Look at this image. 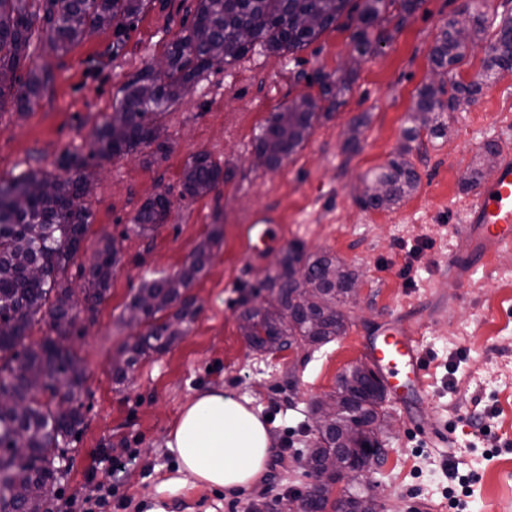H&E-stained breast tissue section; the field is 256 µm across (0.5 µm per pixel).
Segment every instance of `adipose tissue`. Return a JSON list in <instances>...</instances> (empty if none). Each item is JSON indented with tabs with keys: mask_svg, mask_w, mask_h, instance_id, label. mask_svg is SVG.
Returning a JSON list of instances; mask_svg holds the SVG:
<instances>
[{
	"mask_svg": "<svg viewBox=\"0 0 512 512\" xmlns=\"http://www.w3.org/2000/svg\"><path fill=\"white\" fill-rule=\"evenodd\" d=\"M270 425L261 410L221 391L198 395L186 405L169 434L181 471L220 489L250 487L262 475Z\"/></svg>",
	"mask_w": 512,
	"mask_h": 512,
	"instance_id": "obj_1",
	"label": "adipose tissue"
}]
</instances>
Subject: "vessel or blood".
Returning a JSON list of instances; mask_svg holds the SVG:
<instances>
[{"label": "vessel or blood", "mask_w": 512, "mask_h": 512, "mask_svg": "<svg viewBox=\"0 0 512 512\" xmlns=\"http://www.w3.org/2000/svg\"><path fill=\"white\" fill-rule=\"evenodd\" d=\"M279 233L276 219L261 217L245 230L249 252L258 254V240L274 238ZM462 237L466 256L455 264L456 273L461 277L467 275L473 265L489 261L502 249L512 246L511 156H504L491 177L479 187L466 212ZM371 352L385 367L402 369L412 375V393L417 402L428 399L427 367L408 322L398 319L390 324L382 337L373 341Z\"/></svg>", "instance_id": "vessel-or-blood-1"}]
</instances>
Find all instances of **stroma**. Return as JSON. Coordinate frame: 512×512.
Masks as SVG:
<instances>
[{
  "mask_svg": "<svg viewBox=\"0 0 512 512\" xmlns=\"http://www.w3.org/2000/svg\"><path fill=\"white\" fill-rule=\"evenodd\" d=\"M462 2L422 0L409 15L397 2L389 5L365 53L353 38L356 21L344 18L297 53L255 48L209 70L170 108L162 122L166 153L147 147L91 162L94 219L64 282L84 288L78 267L103 240L114 241L119 262L96 314L82 302L73 306L69 346L84 367L73 404L83 423L63 448L68 471L54 485L49 512H64L65 502L98 486L112 489V512H248L252 503L302 490L315 402L370 360L373 339L402 317L427 359L429 398L416 406L406 373L390 377L384 413L394 427L382 437L385 455L355 485L384 497L388 512H448L454 467L471 480L469 512H512V249L473 268L467 283L448 272L463 248L460 230L475 194L468 178L474 169L487 177L495 169L485 144L512 155V73L483 89L475 104L448 113L443 136L424 137L412 149L404 135L417 91L431 80L429 53L443 24L468 23ZM196 3L149 0L122 32L95 31L66 51L37 30L31 61L53 81L33 111L0 112V179L36 166L58 174L63 155L88 153L119 89L183 35ZM345 72L349 90L323 109L303 145L276 170L253 165L271 114L300 95L320 97L318 76ZM402 152L420 175L418 190L388 210L363 207L364 177ZM200 153L222 166L224 180L206 195L182 197L183 171ZM160 193L172 202L166 223L139 232L135 215ZM262 211L279 218L285 236L254 258L241 229ZM204 241L211 261L189 290L196 314L184 335L117 381L112 366L139 332L127 322V306L142 281L176 274ZM291 247L332 257L360 290L341 336L260 352L242 335L240 314L255 301L264 270ZM209 389L247 397L271 418L265 472L247 489L197 482L166 446L180 410ZM482 424L488 435H480ZM440 432L447 443L438 442ZM128 449L136 461L113 478L111 458Z\"/></svg>",
  "mask_w": 512,
  "mask_h": 512,
  "instance_id": "1",
  "label": "stroma"
}]
</instances>
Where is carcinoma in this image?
Masks as SVG:
<instances>
[{
  "label": "carcinoma",
  "mask_w": 512,
  "mask_h": 512,
  "mask_svg": "<svg viewBox=\"0 0 512 512\" xmlns=\"http://www.w3.org/2000/svg\"><path fill=\"white\" fill-rule=\"evenodd\" d=\"M351 0H198L187 33L172 42L166 52L167 69L161 75L151 67L139 71L120 88L115 112L96 128L91 151L66 156L67 175L38 169L0 182V512H48L46 502L57 479L60 445L67 444L81 423L76 409L52 408L57 396L71 399L84 379L80 359L69 349H59L47 339L37 346L25 343L36 325L52 319L65 330L72 327L73 291L60 274L74 263L92 212L87 204L91 180L89 161L122 157L144 147L155 146L163 153L160 140L162 116L188 94L191 87L212 68L220 56L230 65L246 57L259 44L265 50L294 54L336 25ZM146 0H0V110L28 112L36 107L53 81L48 71L31 68L23 90L15 91L16 72L30 58L35 24L41 23L56 48L84 39L89 33L131 21L146 8ZM387 9V0H364L355 39L371 47L369 31L377 27ZM464 10L473 14V30L462 31L450 21L437 36L430 52L433 71L443 80L428 83L416 95L413 120L419 125L405 131L415 142L421 129L436 136L445 130L444 114L462 104H472L502 72H512V16L499 17L488 11V0H466ZM242 27L254 31L245 41L237 36ZM495 33L485 49L483 80L463 84L445 77L465 57L471 37ZM322 98L330 103L349 90V79L320 78ZM321 107L305 94L272 113L256 138L255 152L265 155L269 168L282 165L309 137L319 119ZM224 181V170L205 153L196 155L185 169L183 191L191 197L207 194ZM420 176L401 153L386 166L365 178L361 202L366 208L390 209L416 191ZM171 201L159 194L145 203L134 223L141 232L165 223ZM210 257L207 243L200 244L190 261L174 276L142 283L127 306L139 312L143 330L122 346L124 359L118 361V380L140 358L167 348L182 335L181 324L195 315L188 288L206 267ZM119 261L118 250L109 241L93 253L88 266H80L87 283L86 310L96 313L106 299L112 272ZM355 277L320 255L302 257V250L290 249L274 274L263 283L277 288L280 307L263 304L246 307L241 313V330L249 345L261 351L287 348L300 339L323 343L346 330L347 318L336 305L352 299L350 284ZM361 370L357 367L340 377L330 395L337 407L334 422L317 434L308 449L306 465L314 467L331 455L343 467L360 472L373 460H380L383 448L377 439L382 424L380 401L360 397L357 388ZM47 396L43 402L36 398ZM357 405L368 437L354 448L343 428L347 409ZM22 444L27 455L18 459L12 448ZM350 512H380L373 496L361 491L348 502Z\"/></svg>",
  "instance_id": "1"
}]
</instances>
